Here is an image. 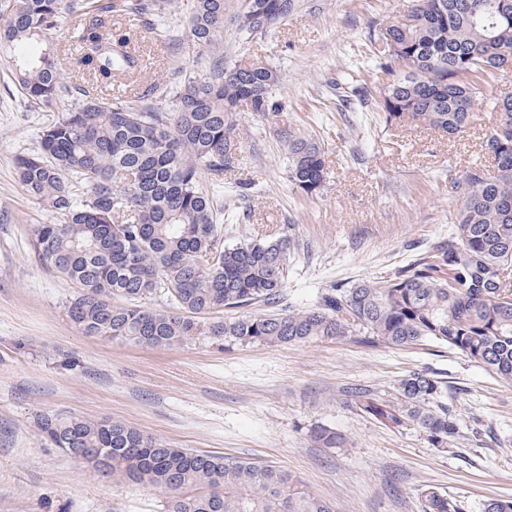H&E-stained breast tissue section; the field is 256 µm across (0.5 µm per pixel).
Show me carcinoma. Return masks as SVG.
Listing matches in <instances>:
<instances>
[{
  "label": "carcinoma",
  "mask_w": 512,
  "mask_h": 512,
  "mask_svg": "<svg viewBox=\"0 0 512 512\" xmlns=\"http://www.w3.org/2000/svg\"><path fill=\"white\" fill-rule=\"evenodd\" d=\"M177 0H0V61L40 108L72 96L40 136L39 152L17 159L26 193L63 217L38 224L33 246L79 286L68 306L88 336L152 347L210 336L224 346H278L356 336L368 346L435 342L512 384V94L490 96L512 62V0H413L403 16L368 33L374 70L385 79L378 103L386 125L459 136L485 104L499 122L485 135L493 170L467 168L455 233L381 281L322 289L305 310L282 304L290 240L224 245L215 189L235 168L236 115L277 110L276 68L258 59L224 62V0H189L188 37L207 66L182 75L168 92L154 85L134 97L109 96L113 82L141 68L130 31L152 28ZM294 0H238L240 37L263 36ZM67 30L78 50L62 55L51 35ZM288 183L306 194L327 179L319 145L283 132ZM162 294L170 309L145 306ZM262 304L269 312L208 322L199 316ZM448 382L425 371L402 378L391 399L368 390L356 404L391 428L412 424L436 448L459 427L443 402ZM45 439L79 448L81 463L117 483L158 489L166 512H331L288 471L240 457L197 453L148 436L120 420L46 416ZM322 448L344 438L328 426L310 431ZM425 512H456L440 492Z\"/></svg>",
  "instance_id": "cac0c4a2"
}]
</instances>
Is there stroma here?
Returning <instances> with one entry per match:
<instances>
[{
  "mask_svg": "<svg viewBox=\"0 0 512 512\" xmlns=\"http://www.w3.org/2000/svg\"><path fill=\"white\" fill-rule=\"evenodd\" d=\"M236 3H225L224 60L252 56L273 65L281 107L237 118L239 165L217 197L235 216L222 226L225 244L290 238L286 301L305 309L323 288L379 279L447 241L459 196L454 180L485 162L483 141L497 112L479 108L454 139L388 126L377 107L380 75L345 69L364 54L370 26L407 12L411 0H295L283 22L248 43L232 20ZM186 15L179 7L167 24L176 49L154 30L135 29L145 67L131 85L174 84L196 66ZM349 76L369 90L367 106L337 96ZM59 117L27 101L0 70V512L166 510L161 491L112 482L50 447L39 427L46 415L121 420L177 448L288 469L332 512H424L428 489L459 512L512 499V386L448 347L369 348L347 336L227 348L201 336L154 348L83 334L67 316L77 285L32 247L35 226L60 217L26 195L16 169ZM285 130L323 148L321 193L289 185ZM414 371L448 383L460 428L448 447H434L413 426L385 427L355 404L354 389L389 398ZM317 425L343 434L345 447H317L309 438Z\"/></svg>",
  "mask_w": 512,
  "mask_h": 512,
  "instance_id": "obj_1",
  "label": "stroma"
}]
</instances>
